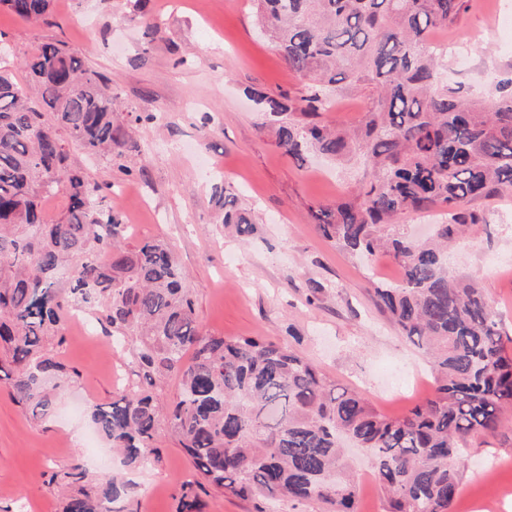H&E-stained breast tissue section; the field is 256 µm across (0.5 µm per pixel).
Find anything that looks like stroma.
I'll return each mask as SVG.
<instances>
[{
	"label": "stroma",
	"instance_id": "stroma-1",
	"mask_svg": "<svg viewBox=\"0 0 512 512\" xmlns=\"http://www.w3.org/2000/svg\"><path fill=\"white\" fill-rule=\"evenodd\" d=\"M433 36L456 44L457 56L441 59L450 87L484 94L492 77L512 78V0H471ZM47 41L64 42L85 68L111 78L114 120L130 133L122 155L93 156L72 145L69 161L102 187L126 226L127 246L167 243L187 273L203 333L292 347L388 416L433 393L424 353L377 303L376 288L396 282L395 261L381 253L366 262L339 250L309 211L346 196L363 168L288 156L275 143L273 117L246 95L303 90L273 43L257 34L251 0H54L48 25L0 9V48L10 52L16 78ZM145 113L154 121H142ZM219 185L230 186L250 213V238L225 230ZM474 207L486 222L453 243L449 270L483 289L502 315L512 353V228L504 221L512 216V189ZM58 360L77 376L56 389L46 418H33L0 380V512H60L47 475L72 462L93 477L121 467L104 439L90 444L85 436L89 407L128 390L111 377L125 370L122 353L72 324ZM156 446L160 463L131 474L140 512H175V496L195 471L170 431ZM491 461L499 468L490 477L484 468ZM350 463L359 512H388L367 458L354 449ZM200 500L202 512H326L315 501L261 503L214 489ZM452 512H512V411L498 433L470 439Z\"/></svg>",
	"mask_w": 512,
	"mask_h": 512
}]
</instances>
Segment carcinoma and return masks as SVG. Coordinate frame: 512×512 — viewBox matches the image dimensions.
<instances>
[{"mask_svg":"<svg viewBox=\"0 0 512 512\" xmlns=\"http://www.w3.org/2000/svg\"><path fill=\"white\" fill-rule=\"evenodd\" d=\"M259 24L291 71L305 80L297 100L259 90L251 96L278 118L276 143L305 161L311 151L363 160L369 177L334 205L310 212L340 250L389 253L400 283L376 288L381 305L436 372L434 394L403 417L375 410L294 351L257 338L202 333L184 274L168 246L122 244L123 225L101 186L68 163L66 144L110 154L126 144L113 121L108 79L85 69L61 42H45L26 61L28 98L0 60V373L35 418L50 411L49 378L69 381L44 348L62 345L67 316L92 315L124 347L140 384L90 407L96 431L127 470L92 478L78 462L47 481L65 489L62 512H138L131 470L155 465L154 443L173 433L197 484L255 500L317 501L328 512H358L357 485L344 443L368 456L389 512H451L469 438L493 435L512 407V355L498 312L483 291L448 272V244L486 223L467 208L512 188V78L494 93L464 98L442 81L432 31L454 23L468 0H254ZM53 0H0L18 18L48 22ZM345 82L368 91L361 125L346 131L318 121ZM65 191L54 224L43 201ZM224 224L249 238L256 227L224 186ZM448 209L419 243L396 228L406 215ZM71 276L61 282L59 272ZM175 376L168 413L157 382ZM176 512H201L181 487Z\"/></svg>","mask_w":512,"mask_h":512,"instance_id":"obj_1","label":"carcinoma"}]
</instances>
